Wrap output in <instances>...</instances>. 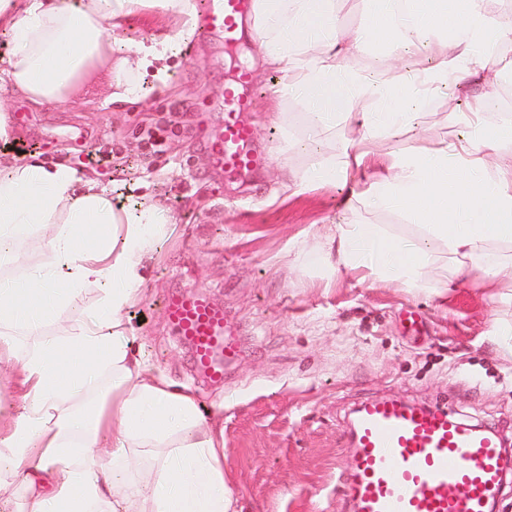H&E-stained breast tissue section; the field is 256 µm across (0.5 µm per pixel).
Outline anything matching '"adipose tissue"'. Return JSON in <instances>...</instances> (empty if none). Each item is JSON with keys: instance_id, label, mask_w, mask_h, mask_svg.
Here are the masks:
<instances>
[{"instance_id": "1", "label": "adipose tissue", "mask_w": 512, "mask_h": 512, "mask_svg": "<svg viewBox=\"0 0 512 512\" xmlns=\"http://www.w3.org/2000/svg\"><path fill=\"white\" fill-rule=\"evenodd\" d=\"M368 29L338 23L336 0H258L266 57L280 67L281 93L308 100L326 128L354 120L363 137L408 127V102L464 79L471 63L489 62L512 42V15H491L484 0H408L417 23L411 42L439 44V59L420 82L398 88L366 78L348 60L365 42L391 43V0H366ZM145 8L193 17L191 0H0V33L11 42L0 58V89L43 106L72 100L97 71L133 74L163 60L165 36L150 47L126 44L112 55L115 19ZM464 27L465 43L449 39ZM377 106L359 112L355 99ZM512 148V122L476 113L472 133L428 153L395 156L363 195L413 221L409 240L377 224L337 225L327 261L412 291L452 287L481 271L485 288H512V165L493 154ZM168 219L161 201L137 214L114 206L106 189L66 163L0 156V245L19 227L44 229L46 260L19 278H0V349L18 332L37 335L16 363L31 383L12 432L0 438V480L20 485L28 512H236L224 480V432L189 390L155 377L125 321L139 297L143 262ZM100 297L89 320L48 333L84 287Z\"/></svg>"}]
</instances>
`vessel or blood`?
<instances>
[{
    "mask_svg": "<svg viewBox=\"0 0 512 512\" xmlns=\"http://www.w3.org/2000/svg\"><path fill=\"white\" fill-rule=\"evenodd\" d=\"M197 39L222 35L238 40V22L255 0H198ZM247 70L224 82V132L212 141L213 165L225 177L260 169L267 159L253 148L245 115L256 95ZM162 310L189 346L193 366L211 383L224 381V366L240 344L224 309L206 298L171 294ZM352 453L337 478L352 512H492L501 489L503 456L495 432L479 430L437 407L395 398L360 403L350 420Z\"/></svg>",
    "mask_w": 512,
    "mask_h": 512,
    "instance_id": "1",
    "label": "vessel or blood"
}]
</instances>
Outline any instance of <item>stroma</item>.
<instances>
[{"instance_id": "obj_1", "label": "stroma", "mask_w": 512, "mask_h": 512, "mask_svg": "<svg viewBox=\"0 0 512 512\" xmlns=\"http://www.w3.org/2000/svg\"><path fill=\"white\" fill-rule=\"evenodd\" d=\"M182 24L179 15L147 9L112 41L148 44ZM253 27L245 19L229 50L220 37L191 51L179 40L163 65L135 74L136 104L113 101L117 87L104 70L64 104L0 98L25 117L10 138L36 144L38 160L77 165L112 193L127 189V212L151 196L165 204L169 230L127 317L152 373L215 413L237 512H351L336 477L349 458L348 419L358 402L394 396L441 406L512 447V357L491 334L495 323H512V288L492 296L465 282L439 295L411 293L316 262L326 235L351 219L412 237L410 221L361 202L347 207V198L384 173L393 155L429 152L466 134V117L488 109L484 85L497 69L472 64L465 80L413 100L405 130L365 141L346 122L321 131L301 97L273 100L278 73ZM241 66L257 93L246 115L253 144L268 161L228 179L213 166L209 142L224 130V80ZM348 138L367 154L364 172L294 193L293 182L319 163L341 161ZM82 149H111L127 164H76ZM174 292L209 298L238 326L243 351L225 367L223 385L194 371L168 325L160 301Z\"/></svg>"}]
</instances>
